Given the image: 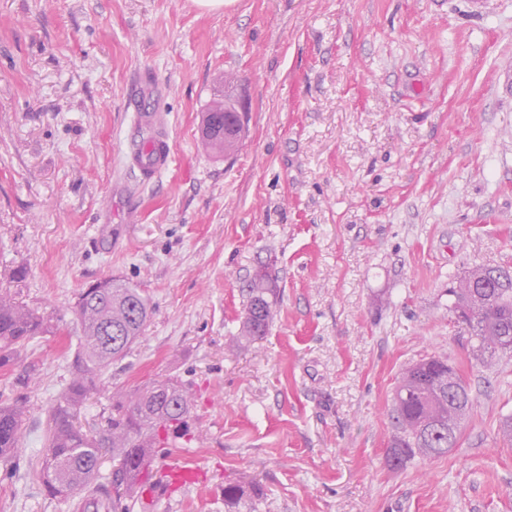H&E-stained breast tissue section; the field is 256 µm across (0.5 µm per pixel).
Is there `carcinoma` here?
<instances>
[{
	"instance_id": "cac0c4a2",
	"label": "carcinoma",
	"mask_w": 512,
	"mask_h": 512,
	"mask_svg": "<svg viewBox=\"0 0 512 512\" xmlns=\"http://www.w3.org/2000/svg\"><path fill=\"white\" fill-rule=\"evenodd\" d=\"M246 128L229 97L214 101L205 112L203 138L216 154L235 152ZM479 288L448 291V309L468 310L461 320L470 336L472 360L490 367L512 354V271L478 265L469 270ZM240 325L234 339L241 345L263 339L277 315L278 291L269 268L262 267L245 285ZM151 314L148 296L139 288L108 278L86 288L75 315L83 328L68 391L52 411L53 432L45 450L40 479L52 498L86 504L81 512H130L127 495L143 482L152 460L169 453L171 440L192 435L189 387L176 377L154 379L133 394L112 398L107 429L91 434L74 421L75 410L103 371L123 360L138 341ZM52 320L30 309L7 288L0 289V370L16 364L35 337L53 333ZM455 391L448 394V360L430 357L405 365L394 390L391 418L395 433L387 448L391 466L400 468L416 457H436L458 443L474 400L460 369H453ZM26 408L19 402L0 404V462L5 474L16 465ZM112 449L120 468L108 484L93 482L99 454ZM260 496V489L224 485V504L234 508Z\"/></svg>"
}]
</instances>
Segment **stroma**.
<instances>
[{"label":"stroma","instance_id":"obj_1","mask_svg":"<svg viewBox=\"0 0 512 512\" xmlns=\"http://www.w3.org/2000/svg\"><path fill=\"white\" fill-rule=\"evenodd\" d=\"M230 95L246 137L200 141ZM173 145L157 181L126 165L138 116ZM273 261L278 315L247 348L242 287ZM54 315L0 401L27 413L0 512H72L39 479L72 379L82 289L117 277L152 314L78 410L158 376L192 382L195 483L132 512H512V355L469 360L448 287L512 267V0H0V272ZM439 355L475 400L455 448L391 468L402 367ZM36 375H29V365ZM262 496L228 510L224 485Z\"/></svg>","mask_w":512,"mask_h":512}]
</instances>
